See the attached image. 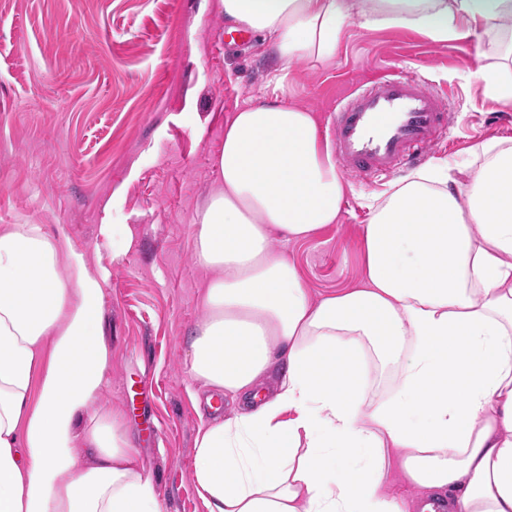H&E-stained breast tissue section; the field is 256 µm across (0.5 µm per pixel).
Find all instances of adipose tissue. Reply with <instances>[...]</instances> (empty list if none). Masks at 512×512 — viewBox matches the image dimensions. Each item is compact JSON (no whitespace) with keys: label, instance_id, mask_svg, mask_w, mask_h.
Returning a JSON list of instances; mask_svg holds the SVG:
<instances>
[{"label":"adipose tissue","instance_id":"ef3b65f1","mask_svg":"<svg viewBox=\"0 0 512 512\" xmlns=\"http://www.w3.org/2000/svg\"><path fill=\"white\" fill-rule=\"evenodd\" d=\"M280 64H326L348 21L491 40L471 74L512 103V0H215ZM193 220L210 272L186 365L238 410L202 422L207 512H408L390 465L447 512H512V139L402 178L363 227L359 283L311 298L274 242L338 223L345 182L314 114L232 113ZM106 279L37 224L0 229V512H166L120 415L95 413ZM49 367L34 386L42 354Z\"/></svg>","mask_w":512,"mask_h":512}]
</instances>
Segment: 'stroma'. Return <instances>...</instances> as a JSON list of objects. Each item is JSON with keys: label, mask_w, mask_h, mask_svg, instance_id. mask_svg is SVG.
<instances>
[{"label": "stroma", "mask_w": 512, "mask_h": 512, "mask_svg": "<svg viewBox=\"0 0 512 512\" xmlns=\"http://www.w3.org/2000/svg\"><path fill=\"white\" fill-rule=\"evenodd\" d=\"M497 60L489 43L353 21L331 63L294 65L286 97L326 127L348 91L415 72L450 113L427 159H459L512 138V104L469 81ZM276 65L204 0H0V227L66 235L89 271L106 275L97 408L123 410L167 512H206L192 483L201 409L184 336L203 315L209 275L191 257L192 221L216 185L225 121L271 93ZM345 180L340 222L285 248L314 298L358 283L366 203L397 183ZM115 224L125 227L118 251Z\"/></svg>", "instance_id": "35a3bbf8"}]
</instances>
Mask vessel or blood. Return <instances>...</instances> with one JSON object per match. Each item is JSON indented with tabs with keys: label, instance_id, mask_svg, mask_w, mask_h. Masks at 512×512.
I'll list each match as a JSON object with an SVG mask.
<instances>
[{
	"label": "vessel or blood",
	"instance_id": "b4317fda",
	"mask_svg": "<svg viewBox=\"0 0 512 512\" xmlns=\"http://www.w3.org/2000/svg\"><path fill=\"white\" fill-rule=\"evenodd\" d=\"M449 118L445 105L414 76L379 77L331 122L333 150L343 168L380 177L417 162Z\"/></svg>",
	"mask_w": 512,
	"mask_h": 512
}]
</instances>
